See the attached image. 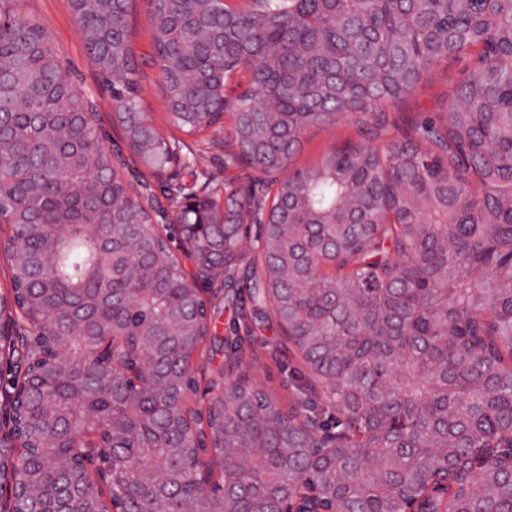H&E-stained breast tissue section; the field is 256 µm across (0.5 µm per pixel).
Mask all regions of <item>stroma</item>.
Listing matches in <instances>:
<instances>
[{"label":"stroma","instance_id":"1","mask_svg":"<svg viewBox=\"0 0 512 512\" xmlns=\"http://www.w3.org/2000/svg\"><path fill=\"white\" fill-rule=\"evenodd\" d=\"M27 3L51 33L70 82L86 99L93 101L101 127L113 139H121L122 131L113 116L110 93L86 52L68 0H27ZM152 30L148 0H136L132 44L140 71L141 110L165 138L183 141L181 163L175 168L172 185L183 187L188 194L220 199L231 194L239 199L273 194V187L264 182L260 173L237 160L233 115H226L223 126L194 137L181 136L174 127L161 93L160 74L152 61ZM460 68V63L453 60L436 65L427 84L388 110V124L379 136L380 141L393 140L423 118L448 111L449 103L444 94L457 80ZM361 138L358 128L347 118L328 127L307 128L291 166L313 168L329 148ZM251 259V253H244L235 272V288L226 289L217 283L203 288L202 296L208 301L217 324V337L214 342L205 344L192 360L191 371L198 384L194 405L206 407L222 386L243 376L267 392L281 409L295 407L317 423H330L335 414L310 386V372L292 344L275 321L251 310L248 298Z\"/></svg>","mask_w":512,"mask_h":512}]
</instances>
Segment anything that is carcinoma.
<instances>
[{
	"label": "carcinoma",
	"mask_w": 512,
	"mask_h": 512,
	"mask_svg": "<svg viewBox=\"0 0 512 512\" xmlns=\"http://www.w3.org/2000/svg\"><path fill=\"white\" fill-rule=\"evenodd\" d=\"M89 57L110 91L124 140L150 174L176 143L140 112L129 19L133 0H69ZM163 94L188 134L212 127L224 89L234 101L240 158L273 179L271 223L259 224L251 300L288 322V340L336 411L325 436L261 389L224 387V412L169 411L123 376L135 337L169 335L188 277L150 214L112 164L96 114L67 79L47 27L26 0H0V218L20 242L10 254L6 310H25L21 346L41 359L70 341L60 367L94 408L51 379L18 401L0 438V483L14 502L40 478L70 512H213L192 496L191 429L208 426L242 512L267 485L308 481L309 428L338 448L315 483L330 512H512V475L473 482L451 463L512 448V0H149ZM463 61L450 109L386 143L347 142L311 170L289 169L303 132L350 118L374 134L386 108L415 92L442 61ZM260 205L219 213L180 205V243L194 265L242 256L244 220ZM224 430H219V426ZM99 448L84 491L53 458L62 445ZM182 448L181 494L145 497L142 473Z\"/></svg>",
	"instance_id": "cac0c4a2"
}]
</instances>
